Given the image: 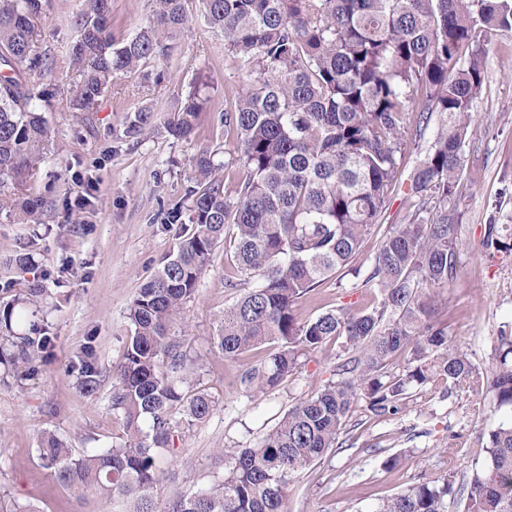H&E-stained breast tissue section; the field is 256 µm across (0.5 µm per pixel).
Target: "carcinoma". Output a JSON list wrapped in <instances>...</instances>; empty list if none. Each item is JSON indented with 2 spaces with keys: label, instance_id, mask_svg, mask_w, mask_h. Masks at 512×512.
<instances>
[{
  "label": "carcinoma",
  "instance_id": "1",
  "mask_svg": "<svg viewBox=\"0 0 512 512\" xmlns=\"http://www.w3.org/2000/svg\"><path fill=\"white\" fill-rule=\"evenodd\" d=\"M153 17L132 37L112 34V0H80L69 64L77 85L74 112H88L116 73L160 82L143 71L169 58L170 41L190 28L188 0H152ZM224 53L247 84L224 109V135L237 143L242 178L227 190L213 155L191 161L196 187L187 205L167 209L181 225L176 250L138 289L126 313L124 362L112 368V407L125 419L121 443L76 456L54 434L38 448L43 467L78 485L131 503L130 512H287L295 474L339 448L352 406L364 399L378 416L399 413L412 390L444 382L475 394L482 386L512 408V336L485 372L450 346L432 319L438 291L457 275V198L466 167L464 145L471 104L484 80L480 36L512 29V0H199ZM42 0H0V176L18 190L36 172L48 141L45 105L54 96L27 76L51 70L38 22ZM466 65L456 66L461 56ZM206 98L195 86L165 129L176 140L194 135ZM153 121L136 109L122 131L135 139ZM435 137L409 175L405 212L382 226L388 190L396 182L413 129L431 122ZM41 200L26 198L23 223L38 222ZM383 230L365 283L379 305L336 309L300 322L298 299L352 262L365 238ZM232 249L238 272L254 285L224 307L214 343L235 360L265 344L277 347L267 364L239 374L247 393L281 386L299 369V352L341 339L351 357L331 380L298 400L254 446L231 456L224 479L204 491L153 496L157 461L172 452L183 425L204 422L210 396H184L195 365L187 338L176 330L202 271L218 245ZM52 337H20L12 357L19 376L49 351ZM405 356L402 372L388 364ZM79 386L96 394L103 369L84 355ZM181 418H175V414ZM487 458L473 470L464 512H512V416L488 432ZM455 479L419 482L384 500L375 512H447Z\"/></svg>",
  "mask_w": 512,
  "mask_h": 512
}]
</instances>
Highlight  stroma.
Instances as JSON below:
<instances>
[{
    "instance_id": "obj_1",
    "label": "stroma",
    "mask_w": 512,
    "mask_h": 512,
    "mask_svg": "<svg viewBox=\"0 0 512 512\" xmlns=\"http://www.w3.org/2000/svg\"><path fill=\"white\" fill-rule=\"evenodd\" d=\"M195 13L192 27L176 39L170 60L157 61L168 75L160 84L139 75L115 76L112 87L89 114L72 111V73L67 58L74 37L78 0H47L41 39L52 60L48 83L57 96L46 113L51 137L45 159L26 192L46 201L40 223L22 224L9 195H0V306L11 303L23 320L0 328V512H122L121 503H104L92 491L60 484L41 465V433L68 441L74 453L93 455L121 442L124 417L112 407V380L104 378L96 397H85L73 368L85 346H92L104 371L124 360L126 309L140 288L176 248L178 227L163 230L168 204L185 198L192 182L189 162L200 151L214 152L225 185L241 178L233 163L236 143L221 124L225 106L244 83L236 63L224 53L222 36ZM152 0H112V24L130 37L149 23ZM485 78L473 103L466 138V168L458 203L460 233L457 276L436 303V321L451 344L487 368L500 333L512 334V31L487 37ZM206 81L207 103L194 137L175 141L160 131L122 138L127 118L151 104L165 122L178 98L197 81ZM433 129L407 143L396 185L389 191L385 223L399 222L405 210L407 174ZM84 194L77 210L70 198ZM496 225L505 247L484 249L488 225ZM22 253L25 265L13 257ZM233 254L217 247L178 327L188 352L199 361V379L185 395L211 396L209 419L186 428L173 453L158 460L161 477L155 494H194L221 480L226 467L216 449L232 452L255 445L300 398L333 380L346 355L332 340L301 357L294 379L270 394L245 395L237 377L244 366L267 360L269 346L238 361L216 347L218 321L240 291ZM41 289L30 302L31 289ZM377 288L362 278H330L299 299L294 313L308 321L330 310L354 313L374 307ZM48 328L54 346L38 372L22 379L9 363L15 335L31 326ZM508 414L492 395L425 387L413 391L405 409L378 416L366 402L352 409L344 446L328 451L299 472L288 488V512H374L403 488L425 480L454 476L463 482L485 458L487 432ZM398 466L387 467L390 456Z\"/></svg>"
}]
</instances>
